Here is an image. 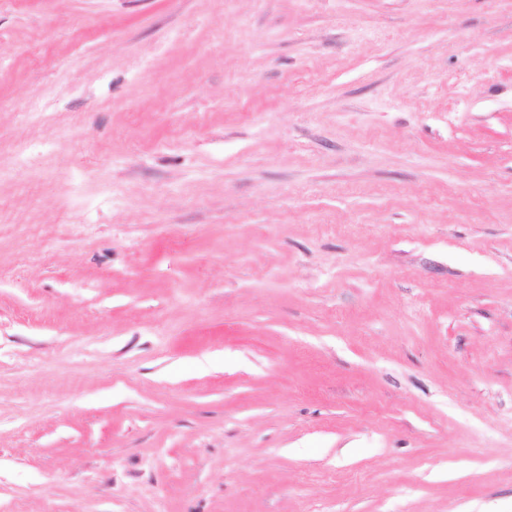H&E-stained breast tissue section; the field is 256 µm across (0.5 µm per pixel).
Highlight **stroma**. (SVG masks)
Listing matches in <instances>:
<instances>
[{"instance_id":"stroma-1","label":"stroma","mask_w":512,"mask_h":512,"mask_svg":"<svg viewBox=\"0 0 512 512\" xmlns=\"http://www.w3.org/2000/svg\"><path fill=\"white\" fill-rule=\"evenodd\" d=\"M0 512H512V0H0Z\"/></svg>"}]
</instances>
